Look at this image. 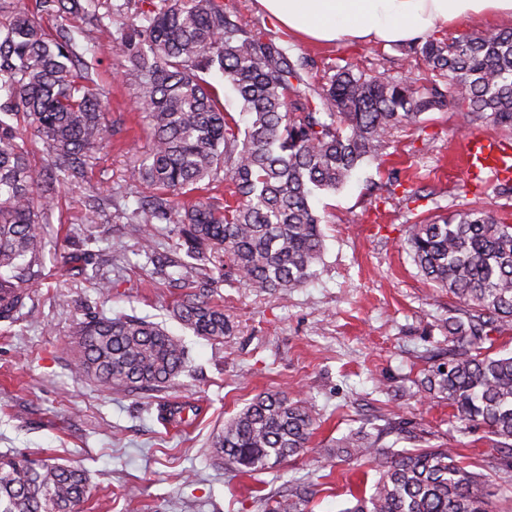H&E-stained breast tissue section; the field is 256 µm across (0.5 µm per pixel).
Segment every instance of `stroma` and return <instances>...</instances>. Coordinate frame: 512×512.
<instances>
[{
    "label": "stroma",
    "mask_w": 512,
    "mask_h": 512,
    "mask_svg": "<svg viewBox=\"0 0 512 512\" xmlns=\"http://www.w3.org/2000/svg\"><path fill=\"white\" fill-rule=\"evenodd\" d=\"M249 24L279 36L292 56L307 58L317 82L351 64L370 73L426 76L422 60L391 44H312L280 33L257 0H230ZM162 0H98L97 20L41 16L49 34L72 29L95 60L92 79L116 128L111 146L95 151L84 177L66 179L45 226L42 275L28 282L27 310L0 323V453L25 454L85 471L89 496L82 512H261L262 494L308 481L320 491L311 512H342L341 474L350 463L312 456L264 474L263 484L234 476L211 456L219 425L255 394L281 391L311 408L313 447L330 448L350 430L380 428V444L406 443L393 422L429 431L430 445L477 458L491 442L483 429L459 430L446 401L422 386L429 366L448 355L437 327L456 302L421 277L404 248L407 225L462 207L495 212L512 223V192L467 186L453 156L467 128L456 107L432 110L420 123L393 130L382 154L354 172L345 187L312 200L324 239L317 274L304 287L267 293L221 282L233 331L223 342L195 336L172 316L180 291L141 252L130 222L147 186L126 182L146 156L147 122L136 109L138 89L126 73L113 33ZM409 181L417 200L388 193L389 173ZM95 222H87L90 205ZM93 255L112 281L101 296L91 274L67 269L63 257ZM135 315L183 337L190 363L166 389L104 394L76 376L72 331L88 314Z\"/></svg>",
    "instance_id": "35a3bbf8"
}]
</instances>
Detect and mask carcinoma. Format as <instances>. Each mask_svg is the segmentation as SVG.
<instances>
[{"instance_id": "cac0c4a2", "label": "carcinoma", "mask_w": 512, "mask_h": 512, "mask_svg": "<svg viewBox=\"0 0 512 512\" xmlns=\"http://www.w3.org/2000/svg\"><path fill=\"white\" fill-rule=\"evenodd\" d=\"M90 0H38L47 16L77 15ZM140 93L152 147L127 181L153 193L142 202L137 233L155 254V225L178 224L188 260L172 314L196 335L222 341L233 325L214 302L216 279L237 278L274 292L304 287L321 259V218L314 191H336L367 157L381 154L390 131L449 104L466 125L512 131V29L409 47L432 74L418 91L406 78L347 66L317 85L302 57L254 30L224 0H167L143 13L117 42ZM218 69L243 103L245 126L224 112L205 79ZM106 105L88 84L74 38H51L35 20L0 9V322L13 323L29 294L20 274L39 275L44 221L59 192L54 170L81 174L91 153L112 142ZM42 143L52 166L38 172L24 147ZM224 170V202L180 198L203 192ZM423 279L448 291L458 307L440 325L448 359L422 384L442 395L453 417L493 437L481 471L453 448H382L356 430L336 441V455L369 466V496L343 512H495L493 497L512 482V354H491L512 329V224L478 207L410 224L404 240ZM73 369L99 390L167 387L185 369L182 340L136 316L94 314L76 324ZM317 429L311 409L283 392H262L224 422L213 454L250 479L308 451ZM83 471L0 454V512H80ZM313 484H291L263 498V512H310Z\"/></svg>"}]
</instances>
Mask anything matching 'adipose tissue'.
<instances>
[{"mask_svg": "<svg viewBox=\"0 0 512 512\" xmlns=\"http://www.w3.org/2000/svg\"><path fill=\"white\" fill-rule=\"evenodd\" d=\"M291 33L316 42L407 43L471 18L512 16V0H257Z\"/></svg>", "mask_w": 512, "mask_h": 512, "instance_id": "adipose-tissue-1", "label": "adipose tissue"}]
</instances>
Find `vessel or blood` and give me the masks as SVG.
Here are the masks:
<instances>
[{
    "label": "vessel or blood",
    "mask_w": 512,
    "mask_h": 512,
    "mask_svg": "<svg viewBox=\"0 0 512 512\" xmlns=\"http://www.w3.org/2000/svg\"><path fill=\"white\" fill-rule=\"evenodd\" d=\"M460 155L469 178L490 183L512 180L510 140L475 131L464 140Z\"/></svg>",
    "instance_id": "vessel-or-blood-1"
}]
</instances>
